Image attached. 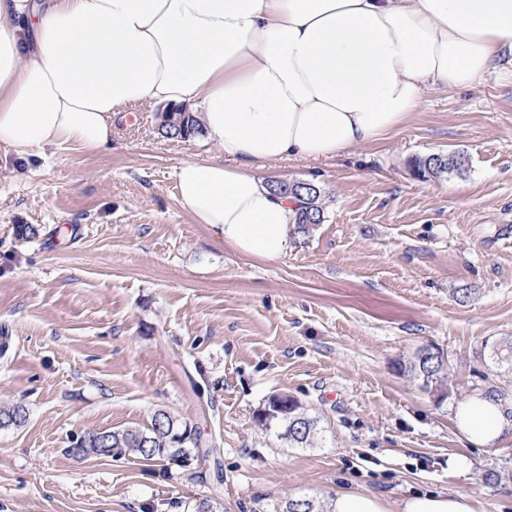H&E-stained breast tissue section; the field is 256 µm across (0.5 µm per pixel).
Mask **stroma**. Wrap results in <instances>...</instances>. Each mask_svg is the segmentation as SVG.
Masks as SVG:
<instances>
[{"label":"stroma","instance_id":"35a3bbf8","mask_svg":"<svg viewBox=\"0 0 512 512\" xmlns=\"http://www.w3.org/2000/svg\"><path fill=\"white\" fill-rule=\"evenodd\" d=\"M161 111L127 106L97 153L0 144V407L27 412L0 428V512H282L339 488L512 512V435L474 448L453 419L474 392L512 411V367L490 350L512 338V69L428 88L377 142L266 163L262 179L310 181L324 202L273 261L182 207L178 166L221 149L163 137ZM454 152L462 172L411 170ZM19 224L43 232L20 240ZM428 345L450 361L442 400L399 368ZM283 393L317 419L311 446L257 422ZM159 410L196 429L190 465L70 450ZM455 454L469 471H449Z\"/></svg>","mask_w":512,"mask_h":512}]
</instances>
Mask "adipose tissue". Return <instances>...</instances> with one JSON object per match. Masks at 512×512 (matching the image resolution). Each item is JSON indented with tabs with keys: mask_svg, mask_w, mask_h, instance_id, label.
I'll use <instances>...</instances> for the list:
<instances>
[{
	"mask_svg": "<svg viewBox=\"0 0 512 512\" xmlns=\"http://www.w3.org/2000/svg\"><path fill=\"white\" fill-rule=\"evenodd\" d=\"M512 56V0H0V144L112 145L136 103L199 115L220 159L182 162L178 197L238 251L285 255L296 200L256 170L321 158L402 126L430 85L472 87ZM454 422L478 448L512 431L475 393ZM325 512H481L459 492L388 502L345 489Z\"/></svg>",
	"mask_w": 512,
	"mask_h": 512,
	"instance_id": "adipose-tissue-1",
	"label": "adipose tissue"
}]
</instances>
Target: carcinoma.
I'll return each instance as SVG.
<instances>
[{"instance_id": "cac0c4a2", "label": "carcinoma", "mask_w": 512, "mask_h": 512, "mask_svg": "<svg viewBox=\"0 0 512 512\" xmlns=\"http://www.w3.org/2000/svg\"><path fill=\"white\" fill-rule=\"evenodd\" d=\"M159 130L169 138L188 140L202 134L201 123L192 112H167L160 115ZM466 164L463 156L436 153L417 157L412 162L413 172L422 177L440 178L449 172H461ZM270 188L277 194L290 195L298 200L294 224L298 231L309 232L312 226L324 219L323 199L320 189L307 181H273ZM402 369L418 381L428 394L448 392L450 366L438 365L421 359L416 353ZM259 424L267 429H278V436L297 447L312 444L317 430V420L309 417L294 397L277 394L269 398L266 406L256 415ZM26 421L25 409L20 405L0 408V428L20 426ZM195 430L178 422L164 411L154 413L145 428H127L116 431H88L80 436L71 451L78 455L120 457L133 454L145 461L171 460L183 465L191 460L186 448L196 444ZM283 512H324L321 503L311 499H290Z\"/></svg>"}]
</instances>
